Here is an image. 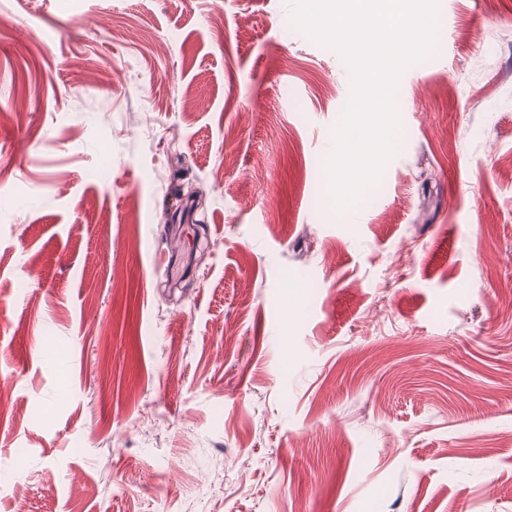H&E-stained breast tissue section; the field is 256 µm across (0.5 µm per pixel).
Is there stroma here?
<instances>
[{
    "label": "stroma",
    "mask_w": 512,
    "mask_h": 512,
    "mask_svg": "<svg viewBox=\"0 0 512 512\" xmlns=\"http://www.w3.org/2000/svg\"><path fill=\"white\" fill-rule=\"evenodd\" d=\"M353 83L291 0H0V512H512V0L334 210Z\"/></svg>",
    "instance_id": "35a3bbf8"
}]
</instances>
